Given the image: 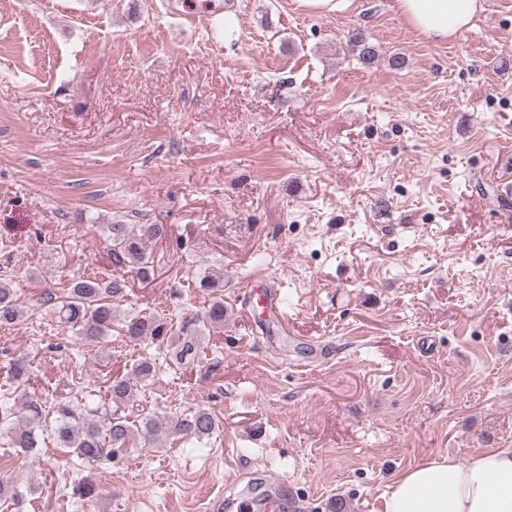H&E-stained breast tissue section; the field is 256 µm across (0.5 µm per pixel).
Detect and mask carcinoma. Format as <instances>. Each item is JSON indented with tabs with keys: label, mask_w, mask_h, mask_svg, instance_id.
Listing matches in <instances>:
<instances>
[{
	"label": "carcinoma",
	"mask_w": 512,
	"mask_h": 512,
	"mask_svg": "<svg viewBox=\"0 0 512 512\" xmlns=\"http://www.w3.org/2000/svg\"><path fill=\"white\" fill-rule=\"evenodd\" d=\"M351 50L369 62L376 56L364 33L355 29L348 38ZM112 257V265L120 271L105 280L96 276L79 278L58 296L46 293L44 302L52 304L53 314L68 325L74 335L86 339H101L110 334L116 321L114 302L125 297L130 274L142 282L155 275L154 259L148 253L147 243L168 237L165 224H125L114 222L105 225ZM201 288L216 293L224 287V274L203 272L198 278ZM28 313V307L16 291L0 281V324H14ZM224 324L223 296L216 295L205 316L184 314L177 323L141 311L128 314L121 323L122 335L130 339H151L167 343L169 361L175 365L189 363L200 354L201 336L205 329ZM161 365L152 357L140 358L131 369V375L112 380L108 395L113 408H106L101 415L91 418L77 412L71 400L63 399L53 406V441L81 461L92 464L112 456L120 448L141 446L151 448L155 442L168 436H192L203 440L218 429L214 415L205 408L187 414H160L142 412L129 420L123 407L135 402V387L152 381L158 376ZM9 378L21 387L30 380V371L22 359L15 360L9 369ZM44 402L31 398L21 404L0 400V439H8L12 448L30 452L37 447L38 432L46 427L47 414Z\"/></svg>",
	"instance_id": "cac0c4a2"
}]
</instances>
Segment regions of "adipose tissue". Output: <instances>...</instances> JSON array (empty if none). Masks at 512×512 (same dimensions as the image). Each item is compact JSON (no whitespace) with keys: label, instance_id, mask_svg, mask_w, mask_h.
<instances>
[{"label":"adipose tissue","instance_id":"1","mask_svg":"<svg viewBox=\"0 0 512 512\" xmlns=\"http://www.w3.org/2000/svg\"><path fill=\"white\" fill-rule=\"evenodd\" d=\"M396 8L418 34L444 42L470 27L482 0H396ZM384 512H512V447L414 466L392 481Z\"/></svg>","mask_w":512,"mask_h":512}]
</instances>
